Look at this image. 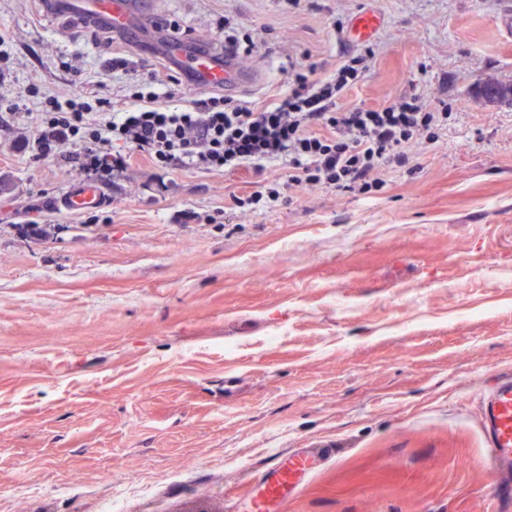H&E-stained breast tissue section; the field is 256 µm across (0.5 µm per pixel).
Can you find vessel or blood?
<instances>
[{"label": "vessel or blood", "mask_w": 512, "mask_h": 512, "mask_svg": "<svg viewBox=\"0 0 512 512\" xmlns=\"http://www.w3.org/2000/svg\"><path fill=\"white\" fill-rule=\"evenodd\" d=\"M75 10L108 20L114 29L126 34L137 30L139 15L131 0H70ZM192 72L203 75L214 84H223L225 89H239L250 85L253 75L238 72L230 63L201 53L191 64ZM105 193L97 185L83 184L71 191L63 206L72 213L102 206ZM484 436L493 466L501 480L512 477V378L494 383L483 399ZM307 456H298L293 466L275 465L264 476L271 494H278L288 485L293 470L307 467Z\"/></svg>", "instance_id": "b4317fda"}]
</instances>
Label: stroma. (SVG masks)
<instances>
[{
	"mask_svg": "<svg viewBox=\"0 0 512 512\" xmlns=\"http://www.w3.org/2000/svg\"><path fill=\"white\" fill-rule=\"evenodd\" d=\"M136 39L63 0H0V512H255L264 471L315 457L268 512H512L488 464L481 396L512 375V0H151ZM364 12L368 43L347 28ZM257 48L238 71L266 102L290 61L318 75L372 47L339 100L417 95L438 140L372 195L134 159L99 221L62 207L87 178L15 141L26 90L126 101L170 50ZM120 59L125 69L112 70ZM24 112L11 115L15 102ZM45 224L40 238L25 234ZM279 186L277 180H272L267 183L264 192L254 191L241 196H234L232 198L234 206L243 212H255L262 208H269L272 203L280 199Z\"/></svg>",
	"mask_w": 512,
	"mask_h": 512,
	"instance_id": "stroma-1",
	"label": "stroma"
}]
</instances>
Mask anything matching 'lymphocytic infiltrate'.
<instances>
[{"label":"lymphocytic infiltrate","instance_id":"1","mask_svg":"<svg viewBox=\"0 0 512 512\" xmlns=\"http://www.w3.org/2000/svg\"><path fill=\"white\" fill-rule=\"evenodd\" d=\"M374 57L373 48H365L324 79L316 64L290 63L287 92L262 105L213 93L173 108L148 83L133 93V108L116 111L110 98L62 99L34 82L29 91L41 94V106L20 146L39 158L74 147L77 169L102 180L127 169L134 151L158 168L203 172L247 168L259 174L265 164L283 160L289 183L368 194L380 190L385 174L409 162L424 140H436L449 118L416 96L379 108H339Z\"/></svg>","mask_w":512,"mask_h":512}]
</instances>
